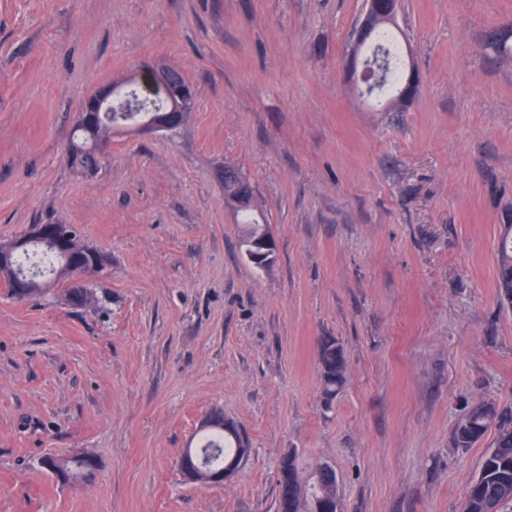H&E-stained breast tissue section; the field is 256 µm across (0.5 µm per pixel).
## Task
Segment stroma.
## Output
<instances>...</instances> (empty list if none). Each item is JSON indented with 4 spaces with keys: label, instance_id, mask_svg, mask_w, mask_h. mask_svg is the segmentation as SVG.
Listing matches in <instances>:
<instances>
[{
    "label": "stroma",
    "instance_id": "obj_1",
    "mask_svg": "<svg viewBox=\"0 0 512 512\" xmlns=\"http://www.w3.org/2000/svg\"><path fill=\"white\" fill-rule=\"evenodd\" d=\"M365 0H0V241L56 216L108 257L99 303L0 286V512H277L282 453L331 464L340 512H462L486 450L465 405L512 406V0H400L403 111L350 81ZM160 61L198 89L173 133L65 161L96 87ZM277 242L242 255L224 168ZM348 380L321 398L318 344ZM215 408L250 443L223 487L178 468ZM89 455L63 484L43 456ZM239 173L241 174V176L244 179H246L249 182V180L245 176H243L240 171H239ZM239 173L235 170V173H233L232 179L231 180H227V181L225 180V182H224V200H225L226 203H228L227 196L228 195H231V196L235 195L236 192L239 190V188L242 187L243 185L248 187L250 192H252V185H251V183L250 182L248 183L247 181H245L239 175ZM252 195H253V192H252ZM252 195L248 191L247 192H245V191L238 192L237 195L233 199V202H234L236 208H246V207L252 206V204H253V197H252ZM497 288L508 308L512 307V224H503L497 243ZM277 251L275 238L265 236L259 240L246 241L243 256L260 269H266L274 260Z\"/></svg>",
    "mask_w": 512,
    "mask_h": 512
}]
</instances>
